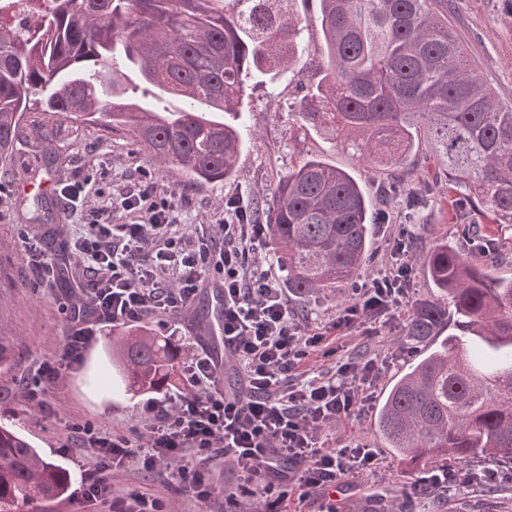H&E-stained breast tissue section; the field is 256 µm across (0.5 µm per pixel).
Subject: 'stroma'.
Segmentation results:
<instances>
[{"label": "stroma", "mask_w": 512, "mask_h": 512, "mask_svg": "<svg viewBox=\"0 0 512 512\" xmlns=\"http://www.w3.org/2000/svg\"><path fill=\"white\" fill-rule=\"evenodd\" d=\"M449 23L482 80L502 104H511L512 0H457ZM321 63L316 54L302 57L288 80L253 91L245 106L247 122L241 128L245 146L237 174L226 182L199 184L162 169L119 128L40 110L24 115L12 157L7 166L0 167V336L14 351L12 367L0 370V419L12 422L44 459L67 468L73 479H80L91 455L89 449L70 447L69 424L87 419L117 434H135L144 429L141 409L148 395L126 392L118 380L107 346L112 333L108 326L98 331L83 361L64 370L62 380L49 388L44 409L28 402L26 384L44 362L60 353L72 331L70 308L87 300L88 274L74 256V244L88 214H98L105 224L140 221V212L124 210L120 202L143 185H153L157 195L173 196L180 217L176 234L192 248L203 237L221 240L218 224L225 198L271 193L280 174L311 155L348 172L369 196L376 223L370 228L363 277H370L389 260L397 230L403 226L413 253L446 241L470 253L490 277L512 279V226L505 224L494 234H486L483 204L471 202L465 191L450 189L445 178H434L425 164L424 150L411 153L400 168L382 172L330 136L311 132L294 138L301 87L312 80ZM394 179L408 185L432 183L412 223L404 221V198L386 193L388 182ZM70 184L82 186V208H73L61 196V189ZM56 224L65 225L63 236L53 235ZM33 247L56 260L59 277L46 281L37 275L29 259ZM213 284L211 277H204L186 307L145 316L141 322L157 335L188 346L190 354H209L219 368L218 386L228 394L240 393L245 381L232 356L216 350L212 338L203 332L211 316ZM288 303L303 326L328 338L327 348L310 352L304 370L331 371L340 355L383 363L363 410L323 433L333 444L362 442L379 451L374 471L353 475L337 485L338 512H377L383 501L401 502L407 492L414 495L413 512H512V496H488L478 484L460 485L443 494L422 493L427 466L396 455L381 437L377 407L412 359L402 343L408 310L340 328L336 319L343 304L333 295L310 300L292 294ZM235 478L232 460L224 459L211 474L212 495L203 502L192 493L169 487L161 471L126 467L110 475L114 495L135 492L158 498L171 512H258L260 505L253 498L228 502Z\"/></svg>", "instance_id": "1"}]
</instances>
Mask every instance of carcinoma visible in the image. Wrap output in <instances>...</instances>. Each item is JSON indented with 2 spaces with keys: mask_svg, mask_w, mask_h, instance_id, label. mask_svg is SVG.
Here are the masks:
<instances>
[{
  "mask_svg": "<svg viewBox=\"0 0 512 512\" xmlns=\"http://www.w3.org/2000/svg\"><path fill=\"white\" fill-rule=\"evenodd\" d=\"M294 0H54L35 29L0 28V162L24 114L122 126L159 165L197 183L236 173L247 91L272 83L305 52L325 58L298 112L304 131L328 132L372 167L402 165L426 140L438 172L512 225V105L479 76L448 27L450 0H319L323 43L311 44ZM144 84L164 103L126 101ZM231 116L219 120L213 113ZM268 226L288 290L340 287L366 263L369 204L348 173L309 157L252 200ZM441 298L412 308L413 347L455 319L463 336L416 355L387 391L378 428L413 460L512 462V279L491 278L442 242L418 258ZM186 346L134 329L112 338L132 389L167 386ZM69 471L46 462L0 421V512L65 496Z\"/></svg>",
  "mask_w": 512,
  "mask_h": 512,
  "instance_id": "1",
  "label": "carcinoma"
}]
</instances>
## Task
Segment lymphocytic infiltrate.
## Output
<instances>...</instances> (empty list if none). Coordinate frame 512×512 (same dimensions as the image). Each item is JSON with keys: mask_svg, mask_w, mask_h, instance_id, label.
Segmentation results:
<instances>
[{"mask_svg": "<svg viewBox=\"0 0 512 512\" xmlns=\"http://www.w3.org/2000/svg\"><path fill=\"white\" fill-rule=\"evenodd\" d=\"M121 206L143 211L144 220L117 231L96 220L85 224L76 253L91 274L90 292L84 307L71 309L73 332L30 383L29 400L38 401L63 369L82 361L98 327L175 311L194 298L207 273L222 284L224 345L249 390L238 397L217 389L211 358L198 354L185 367L189 392L143 405L144 432L129 437L90 421L70 423L76 444L94 451L81 477L83 501L108 503L110 512H166L158 499L113 495L108 473L131 463L145 472L164 469L178 490L206 500L208 475L228 456L239 473L236 492L260 499L263 512H287L292 496L318 497L350 474L375 469L376 449L364 443L328 448L319 437L365 405L379 362L340 359L333 374L298 373L324 337L299 323L283 288L260 263L267 227L248 220L245 197L224 203L222 244L204 239L189 251L173 234L176 205L153 187L124 197ZM411 273L410 247L401 238L384 268L355 283L338 324L408 306Z\"/></svg>", "mask_w": 512, "mask_h": 512, "instance_id": "f902f5d3", "label": "lymphocytic infiltrate"}]
</instances>
